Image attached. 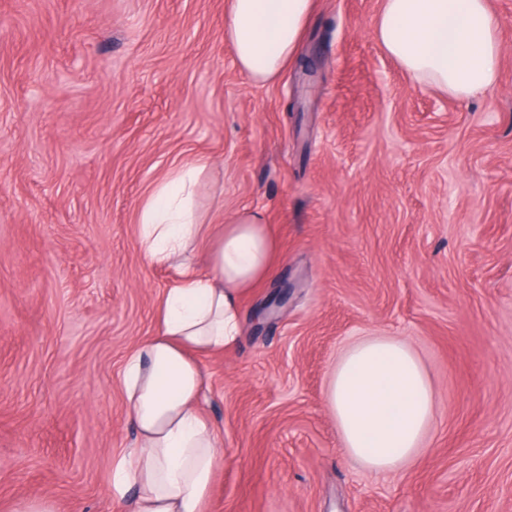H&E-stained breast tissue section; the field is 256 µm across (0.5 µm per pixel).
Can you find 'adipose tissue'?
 <instances>
[{"instance_id":"ef3b65f1","label":"adipose tissue","mask_w":512,"mask_h":512,"mask_svg":"<svg viewBox=\"0 0 512 512\" xmlns=\"http://www.w3.org/2000/svg\"><path fill=\"white\" fill-rule=\"evenodd\" d=\"M314 0H228L224 40L254 83L275 81L297 51ZM383 50L415 82L466 99L497 81L500 43L488 0H383L373 22ZM212 162L194 157L157 182L140 208V247L175 272L157 330L127 359L123 385L134 448L113 461V497L135 488L132 512H207L222 430L203 415L200 356L233 346L241 299L275 269L265 216L240 209L207 222L194 190ZM435 389L404 344L372 336L333 366L327 404L346 453L378 474L415 460L435 420Z\"/></svg>"}]
</instances>
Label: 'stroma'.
Wrapping results in <instances>:
<instances>
[{
	"instance_id": "stroma-1",
	"label": "stroma",
	"mask_w": 512,
	"mask_h": 512,
	"mask_svg": "<svg viewBox=\"0 0 512 512\" xmlns=\"http://www.w3.org/2000/svg\"><path fill=\"white\" fill-rule=\"evenodd\" d=\"M489 2L498 80L459 100L374 39L382 0H315L269 85L236 66L226 0H0V512H110L124 364L173 281L139 209L199 155V210L261 209L280 250L235 345L202 359L231 459L208 512H512V0ZM368 336L408 345L436 391L423 452L390 474L347 456L327 407Z\"/></svg>"
}]
</instances>
